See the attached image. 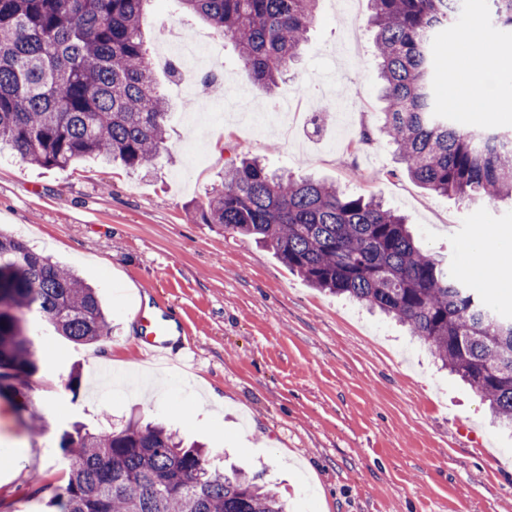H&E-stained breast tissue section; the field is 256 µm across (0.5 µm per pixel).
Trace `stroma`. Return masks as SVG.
Masks as SVG:
<instances>
[{"label":"stroma","mask_w":512,"mask_h":512,"mask_svg":"<svg viewBox=\"0 0 512 512\" xmlns=\"http://www.w3.org/2000/svg\"><path fill=\"white\" fill-rule=\"evenodd\" d=\"M149 13L156 78L178 104L150 174L90 159L58 170L0 157V233L96 288L112 328L102 346L79 345L30 316L40 370L18 394L0 397V452L11 457L0 468V512H56L26 491L35 475L66 486L54 453L62 430L133 416L203 443L216 471L262 473L288 512H512V438L491 425L469 385L398 324L311 288L259 242L199 217L225 165L258 157L381 198L406 216L423 249L512 316V278L493 279L469 253L474 245L512 256V201L480 206L436 195L404 173L389 141L359 142L382 107L368 0H356L350 17L318 0L308 42L271 93L230 42L187 20L178 0H151ZM168 26L212 43L223 81L206 89L201 74L169 75L161 53ZM239 92L243 110L269 113L292 101L309 115L284 139L240 112L202 118L203 105ZM156 305L182 320L180 341L195 357L156 365L168 380L163 398L121 377L143 368L137 314ZM103 363L117 378L99 387ZM73 374L74 392L66 387ZM212 392L222 407L204 405Z\"/></svg>","instance_id":"1"}]
</instances>
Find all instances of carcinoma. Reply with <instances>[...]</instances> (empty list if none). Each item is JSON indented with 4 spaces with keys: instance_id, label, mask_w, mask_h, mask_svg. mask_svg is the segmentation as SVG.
<instances>
[{
    "instance_id": "1",
    "label": "carcinoma",
    "mask_w": 512,
    "mask_h": 512,
    "mask_svg": "<svg viewBox=\"0 0 512 512\" xmlns=\"http://www.w3.org/2000/svg\"><path fill=\"white\" fill-rule=\"evenodd\" d=\"M151 0H0V155L67 169L92 156L149 170L165 150L169 102L149 57ZM221 32L252 79L271 91L296 62L317 0H179ZM380 98L377 124L405 173L466 202L512 199V134L460 128L436 98L439 34L463 0H369ZM496 34L512 32V0H485ZM203 220L253 236L311 287L397 320L468 382L512 430V317L416 243L404 216L373 197L297 179L242 158L224 167ZM35 312L91 345L111 326L94 288L0 234V394L37 373ZM61 512H285L258 477L210 469L207 453L160 424L65 430Z\"/></svg>"
}]
</instances>
